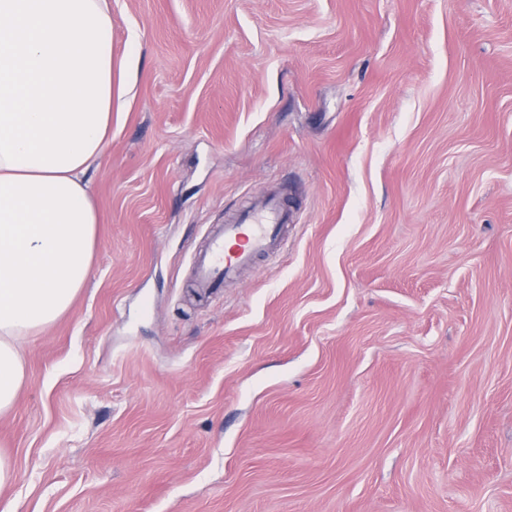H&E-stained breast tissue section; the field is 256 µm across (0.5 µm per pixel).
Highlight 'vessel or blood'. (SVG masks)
Listing matches in <instances>:
<instances>
[{"label": "vessel or blood", "instance_id": "b4317fda", "mask_svg": "<svg viewBox=\"0 0 512 512\" xmlns=\"http://www.w3.org/2000/svg\"><path fill=\"white\" fill-rule=\"evenodd\" d=\"M292 212L274 195L256 197L216 228L195 265L196 285L212 292L235 280L257 255L280 248Z\"/></svg>", "mask_w": 512, "mask_h": 512}]
</instances>
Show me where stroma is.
I'll return each instance as SVG.
<instances>
[{
  "label": "stroma",
  "mask_w": 512,
  "mask_h": 512,
  "mask_svg": "<svg viewBox=\"0 0 512 512\" xmlns=\"http://www.w3.org/2000/svg\"><path fill=\"white\" fill-rule=\"evenodd\" d=\"M133 86L0 512H512V0H108ZM288 240L195 299L214 225Z\"/></svg>",
  "instance_id": "obj_1"
}]
</instances>
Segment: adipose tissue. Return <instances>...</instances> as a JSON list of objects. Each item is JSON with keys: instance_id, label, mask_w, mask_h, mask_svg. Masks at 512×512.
Segmentation results:
<instances>
[{"instance_id": "adipose-tissue-1", "label": "adipose tissue", "mask_w": 512, "mask_h": 512, "mask_svg": "<svg viewBox=\"0 0 512 512\" xmlns=\"http://www.w3.org/2000/svg\"><path fill=\"white\" fill-rule=\"evenodd\" d=\"M129 84L106 0H0V414L24 379L18 338L52 325L88 281L87 173Z\"/></svg>"}]
</instances>
